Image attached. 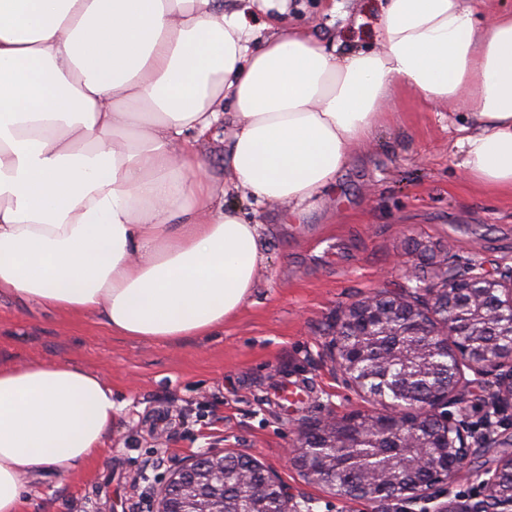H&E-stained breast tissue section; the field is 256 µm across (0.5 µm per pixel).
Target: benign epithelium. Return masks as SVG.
Listing matches in <instances>:
<instances>
[{
  "label": "benign epithelium",
  "mask_w": 512,
  "mask_h": 512,
  "mask_svg": "<svg viewBox=\"0 0 512 512\" xmlns=\"http://www.w3.org/2000/svg\"><path fill=\"white\" fill-rule=\"evenodd\" d=\"M419 260L437 268L435 279H418L399 294L374 291L345 307L331 328L328 349L334 372L347 385L383 402L391 399L392 411H355L340 418L327 417L304 422L299 427L298 445L286 449L288 462L312 483L325 484L330 493L345 501H376L383 512H512V491L503 494L499 485L504 471H512V453L502 456L495 467L481 473L468 472L469 457L482 448L501 446L504 440L488 431L479 436L464 429L448 413V407L461 403L469 381L463 368L474 373L475 381L489 376L496 379L498 393L493 406L503 411L512 406V352L492 356L472 347L467 330L456 324L449 312L463 302H479L491 295L496 301L491 319L500 335H512V271L491 272L480 264L463 270L438 260L429 245L418 244ZM396 322L400 336H424L425 348L407 345L389 357L382 366L413 367L419 354L428 352L452 366L450 381L431 389L425 402L416 403L400 385L383 377L382 388L367 389L366 349L362 339L376 325ZM379 434H391L416 451L414 465L428 469L433 477L426 482L402 483L401 464H364L365 491L351 493L336 476V462L326 464L310 452V444L321 439L326 448H360ZM226 449L206 448L174 467L153 495L152 512H226L224 501V459ZM469 474L479 492L464 498L453 492L455 477ZM242 492L251 500L262 498L267 489L277 491L280 512H313L315 500L295 498L272 474L262 483L252 471L240 478Z\"/></svg>",
  "instance_id": "obj_1"
}]
</instances>
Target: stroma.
Returning <instances> with one entry per match:
<instances>
[{
	"mask_svg": "<svg viewBox=\"0 0 512 512\" xmlns=\"http://www.w3.org/2000/svg\"><path fill=\"white\" fill-rule=\"evenodd\" d=\"M252 24L272 20L374 46L383 0H222ZM464 104L429 105L398 88L393 113L340 174L337 189L289 217L286 206L231 193L225 203L263 225L264 261L250 303L223 332L179 346L123 340L97 314L69 317L0 294V362H76L112 379L118 417L99 459L66 479L30 480L26 512H150L147 489L206 447L232 448L276 473L289 493L314 498V512H380L307 482L285 461L302 421L381 411L380 402L337 379L325 350L337 312L376 290L401 292L416 261L410 241L446 249L458 268L512 267V198L465 179L454 146ZM308 383L280 410L266 397L281 378Z\"/></svg>",
	"mask_w": 512,
	"mask_h": 512,
	"instance_id": "35a3bbf8",
	"label": "stroma"
}]
</instances>
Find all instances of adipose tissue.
I'll return each mask as SVG.
<instances>
[{
    "mask_svg": "<svg viewBox=\"0 0 512 512\" xmlns=\"http://www.w3.org/2000/svg\"><path fill=\"white\" fill-rule=\"evenodd\" d=\"M376 40L345 51L219 0H0V293L149 342L223 330L264 259L225 193L310 209L399 82L468 107L460 166L512 197V12L485 30L473 0H386ZM228 103L217 179L196 145ZM116 416L105 374L0 363V512L25 476L94 461Z\"/></svg>",
    "mask_w": 512,
    "mask_h": 512,
    "instance_id": "obj_1",
    "label": "adipose tissue"
}]
</instances>
